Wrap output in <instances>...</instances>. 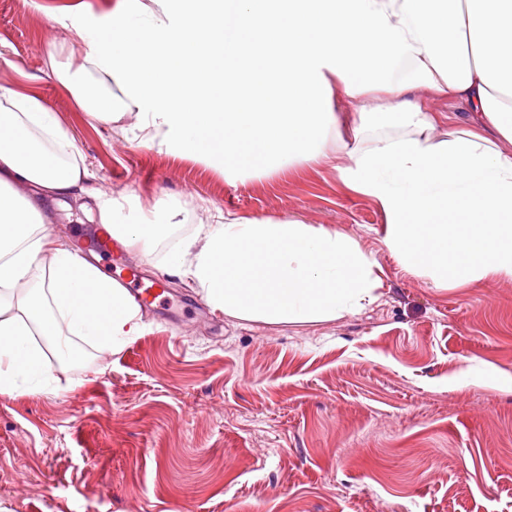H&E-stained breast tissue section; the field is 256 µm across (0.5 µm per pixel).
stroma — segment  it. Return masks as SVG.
<instances>
[{
	"label": "stroma",
	"instance_id": "35a3bbf8",
	"mask_svg": "<svg viewBox=\"0 0 512 512\" xmlns=\"http://www.w3.org/2000/svg\"><path fill=\"white\" fill-rule=\"evenodd\" d=\"M117 3L0 0V87L56 113L94 188L181 205L130 253L169 303L118 353L73 337L51 391L0 395V512H512V282L433 288L333 168L228 182L97 126L48 50L82 54ZM227 210L335 225L381 266L379 300L315 325L212 312L164 258Z\"/></svg>",
	"mask_w": 512,
	"mask_h": 512
}]
</instances>
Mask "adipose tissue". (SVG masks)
Wrapping results in <instances>:
<instances>
[{
    "mask_svg": "<svg viewBox=\"0 0 512 512\" xmlns=\"http://www.w3.org/2000/svg\"><path fill=\"white\" fill-rule=\"evenodd\" d=\"M57 69L106 129L128 114L148 142L225 178L336 166L383 214V241L433 287L512 281V0H122L109 38L86 35ZM95 71L118 100H100ZM452 95L463 123L409 101ZM373 92L387 96L368 111ZM335 138L349 162L327 149ZM95 174L55 112L0 91V394L44 391L62 332L120 352L143 329L126 288L54 235L45 206ZM89 220L125 248L166 227L129 217L131 198L92 194ZM212 312L317 324L374 304L380 266L332 225L224 213L167 254Z\"/></svg>",
    "mask_w": 512,
    "mask_h": 512,
    "instance_id": "1",
    "label": "adipose tissue"
}]
</instances>
